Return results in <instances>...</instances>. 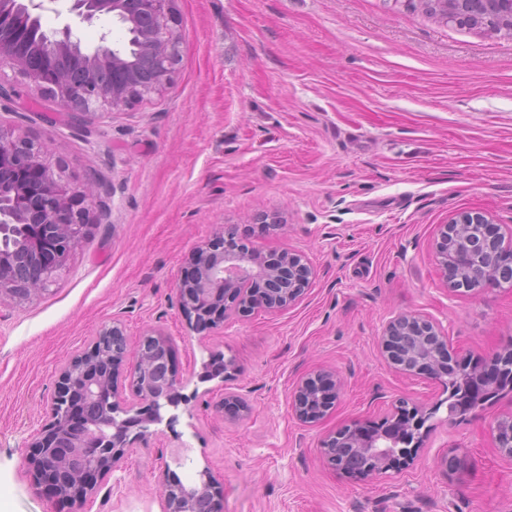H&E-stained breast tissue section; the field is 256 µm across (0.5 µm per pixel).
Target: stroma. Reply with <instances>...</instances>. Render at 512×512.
<instances>
[{
  "instance_id": "stroma-1",
  "label": "stroma",
  "mask_w": 512,
  "mask_h": 512,
  "mask_svg": "<svg viewBox=\"0 0 512 512\" xmlns=\"http://www.w3.org/2000/svg\"><path fill=\"white\" fill-rule=\"evenodd\" d=\"M69 0L44 30L71 24L86 50L122 46L111 16L74 19ZM180 62L156 93L73 122L12 66L0 67V126L23 130L78 185L100 180L110 221L70 255L50 291L0 299V512H63L26 457L51 420L58 372L104 327L129 344L162 330L198 395L175 432L134 443L81 512H161L159 476L217 475L223 512H512V459L491 424L512 392L464 421L448 388L408 377L378 352L387 319L424 315L467 358L512 349V288L449 291L435 257L440 225L482 211L512 227V37L427 17L411 0H175ZM262 251L304 254L315 276L276 313L189 329L176 278L194 247L260 214ZM234 357L225 380L199 382L209 352ZM342 380L333 410L305 426L291 393L318 369ZM242 394L235 421L218 405ZM432 410L413 463L346 479L319 440L379 422L399 398ZM460 459L452 475L439 467Z\"/></svg>"
}]
</instances>
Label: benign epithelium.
I'll list each match as a JSON object with an SVG mask.
<instances>
[{"instance_id":"benign-epithelium-1","label":"benign epithelium","mask_w":512,"mask_h":512,"mask_svg":"<svg viewBox=\"0 0 512 512\" xmlns=\"http://www.w3.org/2000/svg\"><path fill=\"white\" fill-rule=\"evenodd\" d=\"M54 0H0V66L9 64L79 120L90 109L110 113L158 91L180 61L179 37L173 29L174 0H72L69 12L90 22L110 14L153 59L156 77L143 82L123 49L98 46L87 53L73 38L69 24L46 33L37 26L46 3ZM101 184L81 188L57 176L44 162L40 149L24 133L0 127V223L26 228L35 247L23 260L38 267L26 283L13 279L18 255L0 249V298L16 301L38 297L54 285L67 268L72 251L94 224H106L109 211L98 204ZM470 224L481 225L474 244L459 241ZM248 234L239 225L220 227L212 238L188 255L176 281V298L192 330L216 329L234 313L247 316L257 310L277 312L294 304L309 287L314 272L304 256L287 250L258 251L248 246ZM441 276L450 290L465 277L484 287L512 286V237L500 225L477 211L462 212L443 225L435 242ZM112 352H106L107 345ZM385 361L396 371L424 380L464 377L473 384L468 397H455L454 416L467 419L500 391L501 375L512 370V352H498L481 361L461 357L437 323L418 314L391 317L379 338ZM129 354L123 328L114 324L100 330L91 345L60 371L51 406V421L31 443L29 464L45 493L75 505L93 493L124 462L131 445L148 435H162L178 422L180 406L191 396L183 393L189 380L179 376L169 336L153 330L140 339L130 372L133 399L123 396L118 377ZM235 361L222 354L209 356L201 382L224 377ZM341 381L320 369L295 387L294 417L311 424L336 405ZM248 409L244 397L224 394V417L236 420ZM429 417L416 402L400 398L392 412L376 425L360 421L336 428L320 442L333 470L350 478L387 473L412 456L405 445ZM497 451L512 459V415L491 426ZM82 467H72L73 455ZM217 479L210 468L198 483L184 484L165 471L162 512H223L216 493Z\"/></svg>"}]
</instances>
